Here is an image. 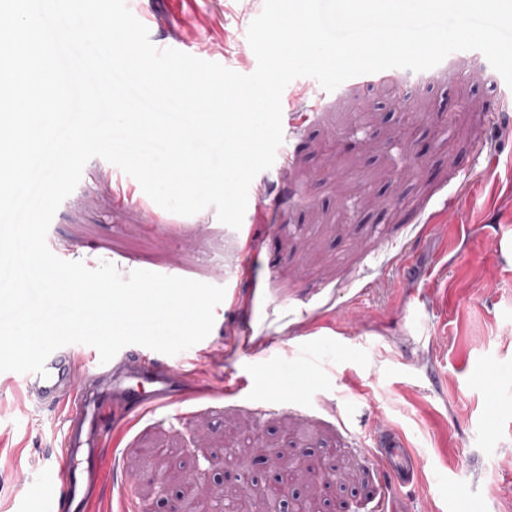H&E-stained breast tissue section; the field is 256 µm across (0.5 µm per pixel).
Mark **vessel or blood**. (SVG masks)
<instances>
[{"mask_svg":"<svg viewBox=\"0 0 512 512\" xmlns=\"http://www.w3.org/2000/svg\"><path fill=\"white\" fill-rule=\"evenodd\" d=\"M191 354H182L174 364L168 365L147 358L142 353H119L108 363L97 364L100 379L111 380L112 401L126 411L156 410L168 406L186 391V366L191 363ZM144 379L152 383L149 394L136 393L126 385L127 380ZM24 385L28 393L50 402L64 411L69 427L64 431L71 445L86 447L89 457L99 456V435L105 425L98 403L79 402V388L75 378L65 365V356L55 353L48 357L44 374H28ZM381 477L390 479L393 485L409 483L418 463L407 449L396 442H389L378 453ZM99 470L86 467L81 473L71 474L67 486V497L75 501L83 512H92L99 499Z\"/></svg>","mask_w":512,"mask_h":512,"instance_id":"1","label":"vessel or blood"}]
</instances>
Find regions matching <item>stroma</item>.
Segmentation results:
<instances>
[{"label": "stroma", "instance_id": "obj_1", "mask_svg": "<svg viewBox=\"0 0 512 512\" xmlns=\"http://www.w3.org/2000/svg\"><path fill=\"white\" fill-rule=\"evenodd\" d=\"M154 46L251 74L250 23L264 0H126ZM391 69L368 98L351 78L335 90L301 77L282 109L285 167L260 172L249 194L258 258L247 278L237 230L214 209L192 216L121 205L113 164L85 166L50 224L47 245L87 268L115 265L230 288L198 343L190 378L204 396L175 400L102 437V512H188V481L217 512L218 484L258 488L272 470L260 455L335 472L318 485V512H504L512 504V88L499 73L460 79L449 62ZM264 344L234 348L242 328ZM288 370L289 391L272 388ZM239 378L226 392L225 375ZM253 417L242 448L238 419ZM63 419L31 398L24 376L0 372V512L66 505ZM404 443L421 477L394 489L370 448Z\"/></svg>", "mask_w": 512, "mask_h": 512}]
</instances>
